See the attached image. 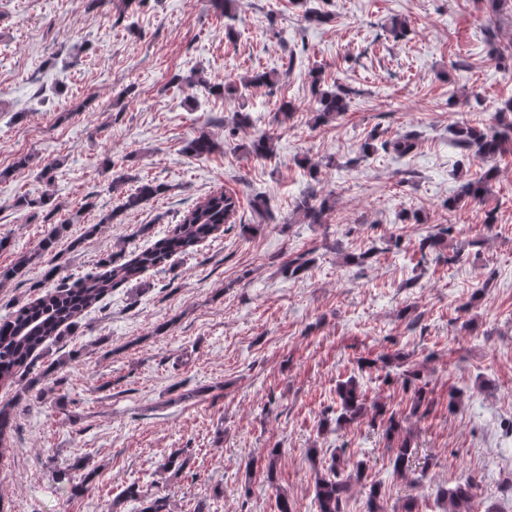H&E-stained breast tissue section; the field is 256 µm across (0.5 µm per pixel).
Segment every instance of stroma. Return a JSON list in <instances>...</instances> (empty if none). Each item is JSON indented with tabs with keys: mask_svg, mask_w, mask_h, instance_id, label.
<instances>
[{
	"mask_svg": "<svg viewBox=\"0 0 512 512\" xmlns=\"http://www.w3.org/2000/svg\"><path fill=\"white\" fill-rule=\"evenodd\" d=\"M309 9L329 21L308 23ZM232 12L219 16L212 0L125 10L116 0H0V235L13 242L0 265L43 235L18 197L53 191L65 224L53 252L0 289V319L50 290L48 266L75 280L150 247L213 192L239 200L236 224L116 286L50 344L51 357L70 359L65 398L17 408L0 512H108L131 484L142 497L169 495L174 512L201 500L211 512H277L281 493L295 512H314L315 469L345 442L368 459L388 504L413 497L419 512H445L438 490L470 476L480 487L473 512H512V153L488 163L453 144L459 123H490L512 99V71L491 59L493 45L512 44V0L498 13L488 0H234ZM395 18L407 23L398 37ZM257 70L275 71L276 84L230 99L209 91ZM314 70L326 88L354 92L325 124L315 120ZM192 75L203 83L189 90ZM285 101L296 111L280 124ZM240 112L251 125L236 128ZM375 129L412 133L413 151L363 156ZM264 132L274 135L270 157L235 150ZM202 133L215 150L190 156ZM26 154L32 166L14 169ZM48 163L49 184L38 176ZM491 165L484 204L446 208ZM120 173L129 180L112 191ZM147 181L162 193L101 224ZM312 188L332 205L320 224L296 208ZM405 211L420 223L402 222ZM90 224L99 230L88 238ZM448 224L443 253H421L420 239ZM302 251L308 270L288 278L283 265ZM456 251L461 262L447 264ZM407 358L438 406L434 419L409 420L410 476L400 480L366 419L324 433L318 422L335 416L336 387L351 376L368 402L405 404L399 384L373 378L400 373ZM275 446L283 454L270 480L261 461ZM178 450L186 468L161 469ZM86 456L98 475L75 497Z\"/></svg>",
	"mask_w": 512,
	"mask_h": 512,
	"instance_id": "stroma-1",
	"label": "stroma"
}]
</instances>
